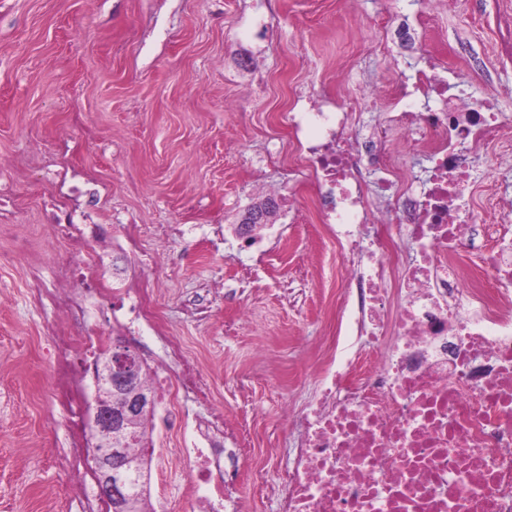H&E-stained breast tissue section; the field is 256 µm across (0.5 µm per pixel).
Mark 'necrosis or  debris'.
Returning <instances> with one entry per match:
<instances>
[{"mask_svg":"<svg viewBox=\"0 0 512 512\" xmlns=\"http://www.w3.org/2000/svg\"><path fill=\"white\" fill-rule=\"evenodd\" d=\"M422 59L388 90L387 121L370 133L356 131L362 104L351 95L332 110L314 102L282 116L290 132H314L300 165L318 181L313 208L347 262L355 348L286 417L297 441L278 512H512V225L473 224L469 193L471 155L511 157L512 137L494 99L475 100L430 51ZM414 142L431 163L421 181L395 162ZM95 282L92 260L70 253L54 281L31 273L28 300L83 319ZM50 334L54 400L73 413L89 344L59 324ZM150 383L172 428L181 410L166 403L171 388L211 395L176 339ZM225 434L244 431L213 412L181 450L193 468L191 512H242L243 454L224 447ZM64 459L84 512H107L80 423Z\"/></svg>","mask_w":512,"mask_h":512,"instance_id":"4bbe7bcc","label":"necrosis or debris"}]
</instances>
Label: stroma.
I'll use <instances>...</instances> for the list:
<instances>
[{
    "label": "stroma",
    "mask_w": 512,
    "mask_h": 512,
    "mask_svg": "<svg viewBox=\"0 0 512 512\" xmlns=\"http://www.w3.org/2000/svg\"><path fill=\"white\" fill-rule=\"evenodd\" d=\"M260 0H0V186L13 226L0 251L26 252L0 270V512H82L61 466L69 418L52 398L48 309L24 293L31 272L51 275L45 248L49 154L74 172L72 206L89 212L82 240L108 295L90 328L136 351L164 355L179 339L208 374L212 398L186 400L188 420L150 435L167 463L152 474L157 512H187L191 467L182 437L217 409L244 421L240 484L246 512H276L275 491L293 434L281 408L300 409L318 376L313 345L337 335L346 266L312 212V178L282 116L308 98L364 100L362 119L383 121L379 84H396L413 58L375 50L378 22L429 20L430 48L512 115V58L497 48L512 0H280L266 34L251 17ZM254 56L258 73L243 69ZM245 98L242 111L230 104ZM473 210L490 218L488 186L512 180L497 155L472 160ZM279 185L295 212L270 216L249 241L233 229L265 189ZM134 224L170 225L164 244L126 241ZM153 255L151 265L142 252ZM151 286L164 308L161 336L112 326L125 289ZM205 309L204 319L190 312ZM264 469L267 490L251 474Z\"/></svg>",
    "instance_id": "35a3bbf8"
}]
</instances>
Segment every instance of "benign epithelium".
<instances>
[{
    "label": "benign epithelium",
    "instance_id": "obj_1",
    "mask_svg": "<svg viewBox=\"0 0 512 512\" xmlns=\"http://www.w3.org/2000/svg\"><path fill=\"white\" fill-rule=\"evenodd\" d=\"M93 402L88 404L91 459L95 464L100 494L114 512H135L138 495L129 473L137 458L118 447L128 414H147L154 409L151 391L143 388L134 371H121L112 354L100 358L95 368Z\"/></svg>",
    "mask_w": 512,
    "mask_h": 512
}]
</instances>
